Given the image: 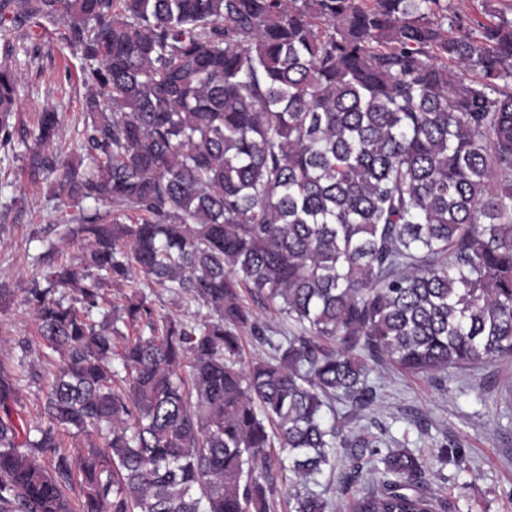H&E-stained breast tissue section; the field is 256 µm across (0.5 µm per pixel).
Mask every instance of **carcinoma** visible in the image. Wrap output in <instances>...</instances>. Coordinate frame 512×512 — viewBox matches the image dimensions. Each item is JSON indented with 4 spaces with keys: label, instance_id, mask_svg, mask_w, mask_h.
<instances>
[{
    "label": "carcinoma",
    "instance_id": "1",
    "mask_svg": "<svg viewBox=\"0 0 512 512\" xmlns=\"http://www.w3.org/2000/svg\"><path fill=\"white\" fill-rule=\"evenodd\" d=\"M481 5L0 0V24L16 6L81 52L91 160L45 157L62 120L41 113L28 176L57 172L82 255L25 296L60 356L29 373L39 420L0 368V512H272L275 463L292 486L338 465L347 484L389 476L343 507L298 492L293 512H433L420 456L325 409L371 405L382 363L512 358V0ZM17 84L0 63L1 149ZM121 282L136 289L110 316L103 290ZM144 288L209 315L161 313ZM243 288L294 331L266 335ZM244 329L269 358L241 365ZM72 430L95 438L75 458ZM21 399L25 406L26 415L29 419L37 420L45 403L44 393L41 390L42 382L25 377L21 383Z\"/></svg>",
    "mask_w": 512,
    "mask_h": 512
}]
</instances>
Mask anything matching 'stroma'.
<instances>
[{
	"label": "stroma",
	"instance_id": "35a3bbf8",
	"mask_svg": "<svg viewBox=\"0 0 512 512\" xmlns=\"http://www.w3.org/2000/svg\"><path fill=\"white\" fill-rule=\"evenodd\" d=\"M10 39L19 77L18 108L11 117L17 133L35 129L44 109L56 110L63 130L52 153L79 154L87 93L80 52L52 28L30 36L21 20ZM28 164L23 148L0 149V288L12 296L0 314V367L13 371L51 365L23 298L41 274L40 240L63 210L48 183L29 180ZM373 379L378 406L361 411L336 404L347 427L395 438L428 463L440 445L458 450L459 464L424 473L420 485L441 512H512V359L452 371L444 383L393 365L379 368Z\"/></svg>",
	"mask_w": 512,
	"mask_h": 512
}]
</instances>
